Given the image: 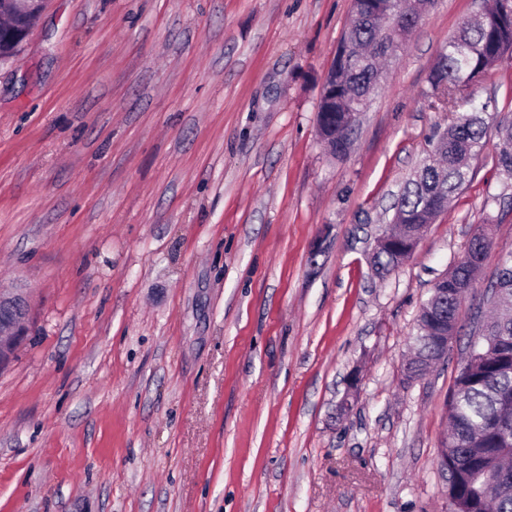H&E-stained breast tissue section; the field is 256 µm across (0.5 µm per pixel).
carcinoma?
Returning a JSON list of instances; mask_svg holds the SVG:
<instances>
[{"instance_id": "1", "label": "carcinoma", "mask_w": 512, "mask_h": 512, "mask_svg": "<svg viewBox=\"0 0 512 512\" xmlns=\"http://www.w3.org/2000/svg\"><path fill=\"white\" fill-rule=\"evenodd\" d=\"M379 0H354L358 19L346 31L345 39L353 50L363 54L367 65H343L336 70V104L327 103L326 112H336V139L327 141L329 153L344 157L347 143L355 131L341 125V113L354 112L370 99L377 59L397 52L406 38L385 41L378 37L372 22ZM500 0L483 17L471 24L464 22L455 33V41L440 52L429 78L433 87L461 86L479 77L506 59H512V10L499 8ZM489 129L484 108L469 101L452 113L448 127L433 143L438 161L421 165L408 180L394 204V230L401 233L392 247L378 251L372 258L375 270L394 272L405 258L404 242L422 225L432 223L444 201L453 198L468 180L471 161L485 144ZM498 162L512 176V118L495 125ZM474 235L463 255L448 270V299L440 306L419 311L416 335L431 336L443 328L448 335L458 333L457 315L462 303L459 286L474 282L482 265L475 264ZM505 267L496 268L493 287L512 297V251L500 254ZM489 335L502 337L501 347L490 352L477 351L474 362L458 371L448 400V435L442 447L448 449V471L455 476L453 489L466 512H512V482H498L502 469L512 476V318L491 324ZM436 354L434 346L417 350L416 358L405 367L406 379L420 378Z\"/></svg>"}]
</instances>
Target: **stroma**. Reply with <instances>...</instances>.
Here are the masks:
<instances>
[{
	"label": "stroma",
	"instance_id": "obj_1",
	"mask_svg": "<svg viewBox=\"0 0 512 512\" xmlns=\"http://www.w3.org/2000/svg\"><path fill=\"white\" fill-rule=\"evenodd\" d=\"M481 7L436 0L335 159L316 114L352 0H47L0 64V286L30 303L0 364V512H444L448 396L512 251L496 137L407 262L382 280L371 256L448 125L431 68ZM471 91L512 113V60ZM482 229L463 330L406 381Z\"/></svg>",
	"mask_w": 512,
	"mask_h": 512
}]
</instances>
